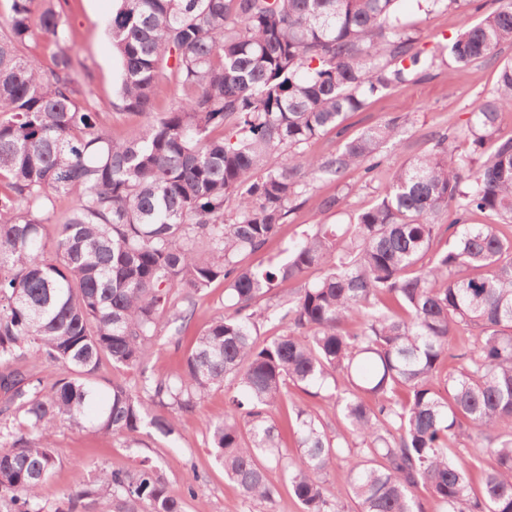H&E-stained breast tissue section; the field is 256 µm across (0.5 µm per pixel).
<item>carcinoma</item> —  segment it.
Instances as JSON below:
<instances>
[{"label": "carcinoma", "mask_w": 512, "mask_h": 512, "mask_svg": "<svg viewBox=\"0 0 512 512\" xmlns=\"http://www.w3.org/2000/svg\"><path fill=\"white\" fill-rule=\"evenodd\" d=\"M399 2L116 0L112 111L151 120L115 140L93 72L72 53L68 0H11L0 37V512H82L97 497L111 512H185L147 458L46 508L56 429L136 448L142 427L174 435L228 380L236 390L209 443L245 502L274 504V466L302 512H345L325 476L346 460L356 512H512V238L500 231L512 224V136L498 127L512 108V62L472 108L469 153L439 139L349 223L315 225L262 269L239 260L315 182L371 176L401 118L322 157L309 143L345 135L349 113L430 77L447 51L462 67L512 43V0L431 50L401 24ZM38 38L55 47L47 68L24 52ZM164 89L175 100L159 112ZM62 196L74 204L60 215ZM450 207L457 221L445 225ZM438 237L447 249L434 253ZM301 279L283 334L261 338L258 299ZM215 281L230 305L178 372L145 376L135 392L97 380L104 357L126 367L148 357L163 312L187 327L193 295ZM59 368L67 374L53 376ZM290 384L333 401L341 424L332 434L295 407L294 458L276 420ZM461 437L478 489L448 454Z\"/></svg>", "instance_id": "cac0c4a2"}]
</instances>
